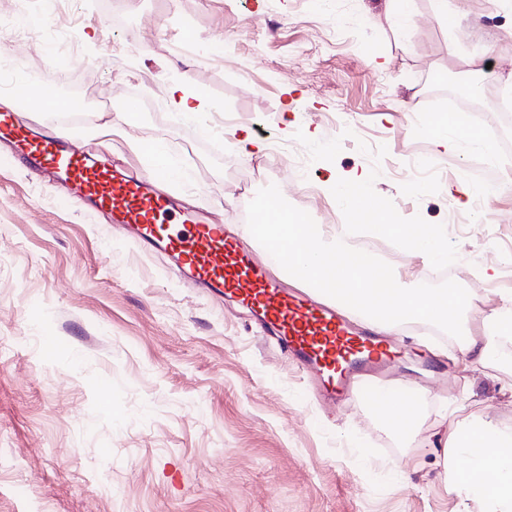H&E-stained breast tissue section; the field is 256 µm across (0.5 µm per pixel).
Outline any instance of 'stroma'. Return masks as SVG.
Segmentation results:
<instances>
[{"label":"stroma","mask_w":512,"mask_h":512,"mask_svg":"<svg viewBox=\"0 0 512 512\" xmlns=\"http://www.w3.org/2000/svg\"><path fill=\"white\" fill-rule=\"evenodd\" d=\"M448 6L462 21L453 32L432 0H413L404 38L385 0H79L44 14L43 31L76 36L53 83L83 102L86 119L70 133L94 160L146 179L153 162L139 147L164 141L181 172L164 192L239 225L259 254L255 198L316 224L329 210L344 221L327 178L367 174L387 223L433 227L445 251L435 263L403 261L380 236L374 257L435 294L471 289L445 278L449 265L494 266L473 298L482 309L512 293V169L477 203L476 153H431L427 126L454 78L482 103L481 121L501 127L512 5ZM471 54L484 69H470ZM188 77L207 80L209 93L198 119L182 121L167 93ZM119 84L138 111L117 113ZM217 104L237 116L228 137L248 129L263 155L211 148L201 124ZM276 142L303 149L306 168L273 155ZM298 179L310 197L289 192ZM462 180L470 197L456 191ZM48 329L60 340L52 352ZM391 340L424 391L418 422L396 428L354 397L326 411L247 311L137 249L0 146V512H457L444 487L445 402L512 427V361L463 372L457 336L442 326L402 327Z\"/></svg>","instance_id":"1"}]
</instances>
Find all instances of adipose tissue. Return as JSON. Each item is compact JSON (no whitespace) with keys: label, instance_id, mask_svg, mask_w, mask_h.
I'll list each match as a JSON object with an SVG mask.
<instances>
[{"label":"adipose tissue","instance_id":"1","mask_svg":"<svg viewBox=\"0 0 512 512\" xmlns=\"http://www.w3.org/2000/svg\"><path fill=\"white\" fill-rule=\"evenodd\" d=\"M429 133L439 151L457 149L462 138L472 149L488 148L461 112L430 128ZM373 213L378 219L373 226L375 232L399 238L411 252L431 259L441 257L436 230L385 224L381 208H374ZM259 234L261 239L272 238L284 244L298 266L302 283L316 287L325 282L337 292L346 293L351 305L374 319L384 332H395L411 320H429L452 328L460 313L474 309L471 297L464 292L431 296L407 287L375 259L355 254L341 235L321 229L303 230L301 221L286 209L271 211L266 224L260 225ZM483 318L493 325L489 335H468L462 344L468 369L487 366L496 351L512 344V295L485 312ZM442 456L448 492L463 507H474L476 512H512L511 428L490 419L466 427L453 422Z\"/></svg>","mask_w":512,"mask_h":512}]
</instances>
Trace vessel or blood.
<instances>
[{"label": "vessel or blood", "mask_w": 512, "mask_h": 512, "mask_svg": "<svg viewBox=\"0 0 512 512\" xmlns=\"http://www.w3.org/2000/svg\"><path fill=\"white\" fill-rule=\"evenodd\" d=\"M0 138L12 144L26 168L62 180L72 199L107 214L112 223L130 225L135 245L164 250L181 274L249 308L281 352L311 373L321 399L333 403L353 395L377 402L383 389L377 376L392 355L372 321L349 320L338 305L292 288L297 271L279 243H269L260 262L224 225L177 213L157 188L171 171L168 154L155 160L148 183L98 165L72 143L33 135L9 112L0 113Z\"/></svg>", "instance_id": "vessel-or-blood-1"}]
</instances>
